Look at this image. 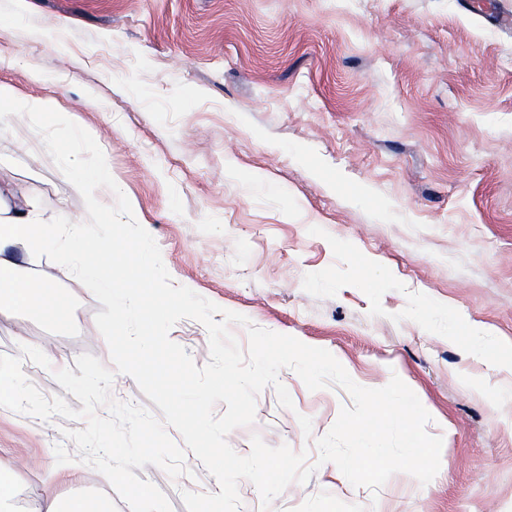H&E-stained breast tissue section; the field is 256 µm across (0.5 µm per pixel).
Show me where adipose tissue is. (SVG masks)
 I'll list each match as a JSON object with an SVG mask.
<instances>
[{"label":"adipose tissue","instance_id":"obj_1","mask_svg":"<svg viewBox=\"0 0 512 512\" xmlns=\"http://www.w3.org/2000/svg\"><path fill=\"white\" fill-rule=\"evenodd\" d=\"M64 230L76 237L82 227L78 224L60 227L59 223L44 218L35 204L28 202L15 207L0 194V307L35 315L59 327L69 323L72 312L62 306L51 282L33 279L6 256L10 248L22 249L32 259L49 255L56 250L59 234ZM24 497L47 502V512H98L86 498L60 501L51 496L47 487L23 490L11 476L0 473V512H20L19 502Z\"/></svg>","mask_w":512,"mask_h":512}]
</instances>
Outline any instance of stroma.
<instances>
[{
    "label": "stroma",
    "instance_id": "obj_1",
    "mask_svg": "<svg viewBox=\"0 0 512 512\" xmlns=\"http://www.w3.org/2000/svg\"><path fill=\"white\" fill-rule=\"evenodd\" d=\"M0 57V82L93 136L173 285L326 349L361 386L399 376L443 439L428 484L353 486L315 447L350 394L281 369L293 409L266 387L227 442L245 456L257 435L316 470L267 507L241 480L239 512H512V401L498 398L512 352L493 366L472 352L512 341V0H0ZM42 141L26 117L6 121L0 187L86 221ZM22 265L75 319L2 309L0 354L52 346L50 368L22 370L81 409L54 373L107 361L103 306L62 265ZM473 324L487 335L469 340ZM170 338L209 362L200 321ZM84 426L0 407V471L131 512L63 435ZM185 467L137 475L186 512L184 492L219 484L194 454Z\"/></svg>",
    "mask_w": 512,
    "mask_h": 512
}]
</instances>
